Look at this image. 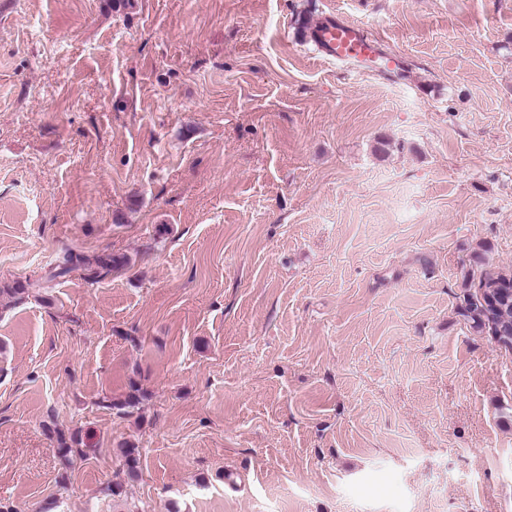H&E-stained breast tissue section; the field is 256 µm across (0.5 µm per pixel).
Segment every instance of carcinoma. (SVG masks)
<instances>
[{"instance_id": "1", "label": "carcinoma", "mask_w": 512, "mask_h": 512, "mask_svg": "<svg viewBox=\"0 0 512 512\" xmlns=\"http://www.w3.org/2000/svg\"><path fill=\"white\" fill-rule=\"evenodd\" d=\"M124 263V258L118 255L104 254L93 257L67 253L63 261L59 264L58 274L64 275L74 270H80L84 278L95 280L103 274H109L112 270L118 268ZM474 266L481 268L480 275H475V271L469 269L463 276L462 287L464 288L462 298H460V310L462 316L470 327L482 333L488 328V322L496 323L501 329L512 332V303L502 304L497 309H490L483 303V296L495 289L504 286L505 271H491L483 268L485 264L481 254H473ZM57 452L59 456L68 464L72 463L74 456L81 458L86 456L84 449L78 447L79 439L71 435L69 437L62 433L57 434ZM121 454L125 459L127 475L130 478L138 476V450L134 447L121 448Z\"/></svg>"}]
</instances>
